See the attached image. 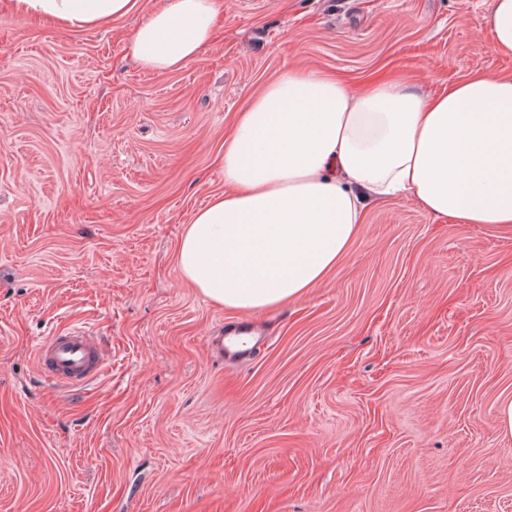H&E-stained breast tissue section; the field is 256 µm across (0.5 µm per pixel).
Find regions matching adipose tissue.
Masks as SVG:
<instances>
[{
    "label": "adipose tissue",
    "mask_w": 512,
    "mask_h": 512,
    "mask_svg": "<svg viewBox=\"0 0 512 512\" xmlns=\"http://www.w3.org/2000/svg\"><path fill=\"white\" fill-rule=\"evenodd\" d=\"M75 31L140 0H0ZM222 0H163L133 31L134 58L165 74L215 36ZM409 197L436 219L512 231V77L476 74L433 96L410 79L356 88L291 68L224 139V192L179 241L182 279L214 304L257 311L318 286L347 253L367 200Z\"/></svg>",
    "instance_id": "obj_1"
}]
</instances>
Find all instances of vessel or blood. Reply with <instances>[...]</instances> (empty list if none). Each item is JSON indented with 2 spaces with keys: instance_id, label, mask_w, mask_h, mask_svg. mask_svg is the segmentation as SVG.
I'll return each instance as SVG.
<instances>
[{
  "instance_id": "1",
  "label": "vessel or blood",
  "mask_w": 512,
  "mask_h": 512,
  "mask_svg": "<svg viewBox=\"0 0 512 512\" xmlns=\"http://www.w3.org/2000/svg\"><path fill=\"white\" fill-rule=\"evenodd\" d=\"M208 345L226 361H237L248 354L232 336L210 337ZM36 359L42 378L52 385L69 387L101 376L110 362L97 338L77 327L54 333L38 343Z\"/></svg>"
}]
</instances>
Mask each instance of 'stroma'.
I'll list each match as a JSON object with an SVG mask.
<instances>
[{
    "mask_svg": "<svg viewBox=\"0 0 512 512\" xmlns=\"http://www.w3.org/2000/svg\"><path fill=\"white\" fill-rule=\"evenodd\" d=\"M491 2L224 0L167 74L131 56L140 14L63 31L0 10V512H512V232L371 202L319 287L254 313L177 266L266 84L512 76ZM245 319L267 342L225 365L207 338ZM72 326L112 369L55 389L34 348Z\"/></svg>",
    "mask_w": 512,
    "mask_h": 512,
    "instance_id": "1",
    "label": "stroma"
}]
</instances>
